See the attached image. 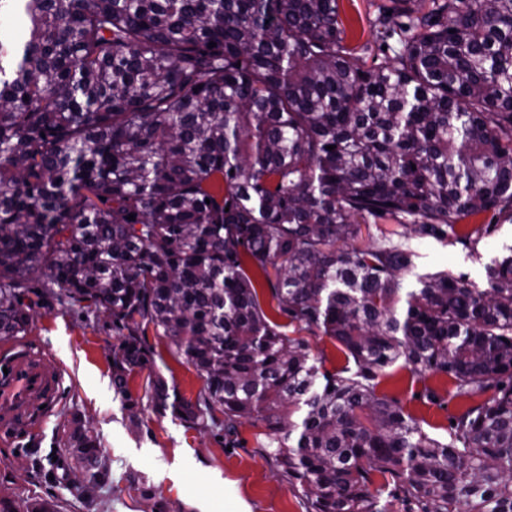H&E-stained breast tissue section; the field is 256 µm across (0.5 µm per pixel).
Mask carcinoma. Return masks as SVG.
Here are the masks:
<instances>
[{
  "instance_id": "obj_1",
  "label": "carcinoma",
  "mask_w": 512,
  "mask_h": 512,
  "mask_svg": "<svg viewBox=\"0 0 512 512\" xmlns=\"http://www.w3.org/2000/svg\"><path fill=\"white\" fill-rule=\"evenodd\" d=\"M392 3L368 67L337 0H0V336L26 333L47 269L127 330L128 410L151 324L204 380L192 402L150 375L154 405L226 437L262 423L309 512H512V246L482 285L400 278L416 253L387 235L354 245L385 219L512 222V0ZM244 254L354 368L270 324ZM399 362L486 399L434 438L379 393ZM64 447L65 479L108 484L77 413Z\"/></svg>"
}]
</instances>
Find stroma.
Listing matches in <instances>:
<instances>
[{
	"instance_id": "stroma-1",
	"label": "stroma",
	"mask_w": 512,
	"mask_h": 512,
	"mask_svg": "<svg viewBox=\"0 0 512 512\" xmlns=\"http://www.w3.org/2000/svg\"><path fill=\"white\" fill-rule=\"evenodd\" d=\"M390 0H338L344 44L365 64L380 61L372 34L379 11ZM415 251L416 273L445 271L466 281H481L485 267L512 244V223L493 212L468 217L443 240L404 236ZM50 279L32 284L43 303L32 310L23 340L37 346L44 360L61 370L59 403L29 433L0 440V491L17 507L32 497L53 496L71 503V512H306L300 491L281 481L258 445L264 427L243 423L234 442L219 430L202 431L156 410L149 400L148 373H156L180 395L193 399L204 386L168 339L147 327L140 342L148 369L135 370L128 388L136 407L127 410L112 386L109 350L120 333L110 313L59 303L47 295ZM451 380L443 374L413 375L402 365L388 368L381 394L398 400L427 432L444 438L451 420L470 399L450 397ZM92 422L111 481L92 503L78 500L62 478L67 466L63 428L72 413Z\"/></svg>"
}]
</instances>
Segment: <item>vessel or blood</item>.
<instances>
[{
    "label": "vessel or blood",
    "mask_w": 512,
    "mask_h": 512,
    "mask_svg": "<svg viewBox=\"0 0 512 512\" xmlns=\"http://www.w3.org/2000/svg\"><path fill=\"white\" fill-rule=\"evenodd\" d=\"M63 376L24 344L0 352V435L32 431L58 402Z\"/></svg>",
    "instance_id": "b4317fda"
}]
</instances>
